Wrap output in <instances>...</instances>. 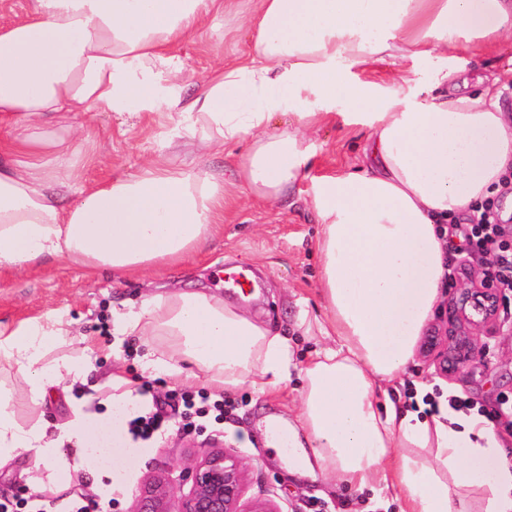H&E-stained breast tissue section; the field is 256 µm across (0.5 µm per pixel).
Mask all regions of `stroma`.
Segmentation results:
<instances>
[{
    "instance_id": "35a3bbf8",
    "label": "stroma",
    "mask_w": 512,
    "mask_h": 512,
    "mask_svg": "<svg viewBox=\"0 0 512 512\" xmlns=\"http://www.w3.org/2000/svg\"><path fill=\"white\" fill-rule=\"evenodd\" d=\"M213 24L218 35L212 41L202 43L189 35L175 49L185 62L181 82L186 92L198 91L204 70L222 60L241 58L249 51V35L238 16H219ZM451 65L459 78L466 80L468 93L478 95L492 88L500 94L503 111L512 113L511 46L496 52L462 47L454 52ZM80 122L85 146L73 163L84 182L135 173L147 160L161 154L174 165L192 160L185 151L166 146L165 134L176 127V117L88 112L82 114ZM365 134L362 124L347 123L340 117L309 130L307 139L313 156L306 175L293 194L274 207L251 200L235 183L246 142L200 156V163L223 173L229 193L224 222L204 248L155 268L144 279L118 281L106 272L92 277L82 264L68 259L22 275L1 272L0 320L15 324L51 312L70 321L74 342L56 346L45 361L53 365L67 359L90 366L87 384H75L73 393L91 395V412L105 410L113 393L107 379L118 369L149 384L162 399L174 403L184 391L203 389L204 381L143 373L140 362L146 350L170 354L169 342L162 336L153 337L148 346L136 336L117 341L112 332L113 313L139 307L153 292L215 287L220 270L243 266L260 278L259 291L245 298L224 288L221 297L260 321L283 328L291 339L296 363H305L323 344L320 337L304 335L296 326L300 311H307L312 318L324 315L317 297L319 261L314 241L320 226L311 204L313 188L322 177L358 170ZM481 342L482 362L448 378L437 373L430 356L417 351L400 388L401 406L409 407L410 394L417 384L424 383L432 392L457 395L483 411L497 408L501 395L512 396V315L500 319L495 332L482 335ZM0 386L6 390L22 426H33L42 418L61 423L71 416L70 405L62 399L36 406L25 377L3 360ZM295 398L288 387L263 396L244 387L228 394L234 410L223 423L203 418L188 432L173 426L148 442H114L113 450L122 457L120 468L130 480L123 490L107 498L94 492L88 472L71 473L68 480L57 483L41 459L31 452L24 454L13 467L0 470V500L41 503L45 512H69L76 502L96 504L99 512H132L140 487L153 475L180 468L189 456L201 455L216 445L235 453L246 464V499L269 501L275 512H399L389 494L347 485L334 488L320 477L289 474L285 465L275 460L264 438L267 419L295 417Z\"/></svg>"
}]
</instances>
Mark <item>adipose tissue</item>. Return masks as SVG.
Returning <instances> with one entry per match:
<instances>
[{"instance_id":"obj_1","label":"adipose tissue","mask_w":512,"mask_h":512,"mask_svg":"<svg viewBox=\"0 0 512 512\" xmlns=\"http://www.w3.org/2000/svg\"><path fill=\"white\" fill-rule=\"evenodd\" d=\"M244 23L251 50L217 63L186 94L173 44L204 32L232 0H27L25 19L0 26V124L20 126L0 144V271L24 274L69 258L89 274H144L200 248L224 222L223 178L197 163L162 158L136 174L80 181L72 158L81 125L63 137L45 127L64 114L166 111L179 129L171 149H218L249 140L237 178L253 199L280 203L303 178L307 133L336 107L370 134L362 167L318 181L312 205L320 233L318 295L325 344L296 367L287 336L206 292L155 294L117 318L122 336L168 337L172 354H146L148 372L181 375L190 364L226 391L263 393L301 380L300 470L332 483L392 495L401 512H512V456L480 415L439 401L428 412L391 399L448 276L442 220L490 196L512 165V119L492 92L453 91L451 53L512 41V0H253ZM429 64L433 76L404 92L352 80L356 67ZM292 112L287 126L276 114ZM55 164H48V154ZM66 334L47 313L0 322V357L27 380L34 403L71 392L82 367L47 366ZM129 379L109 422L80 413L23 428L0 397V467L33 449L55 474L87 467L96 492L120 488L112 435L137 405Z\"/></svg>"}]
</instances>
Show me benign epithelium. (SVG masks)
<instances>
[{
	"mask_svg": "<svg viewBox=\"0 0 512 512\" xmlns=\"http://www.w3.org/2000/svg\"><path fill=\"white\" fill-rule=\"evenodd\" d=\"M500 291L487 279H471L455 289V333L451 345L435 347L438 370L474 366L481 355V335L496 325ZM190 484L187 493L181 486ZM245 469L238 456L214 448L185 464L178 475L166 472L141 489L132 512H275L267 501L244 499Z\"/></svg>",
	"mask_w": 512,
	"mask_h": 512,
	"instance_id": "obj_1",
	"label": "benign epithelium"
}]
</instances>
